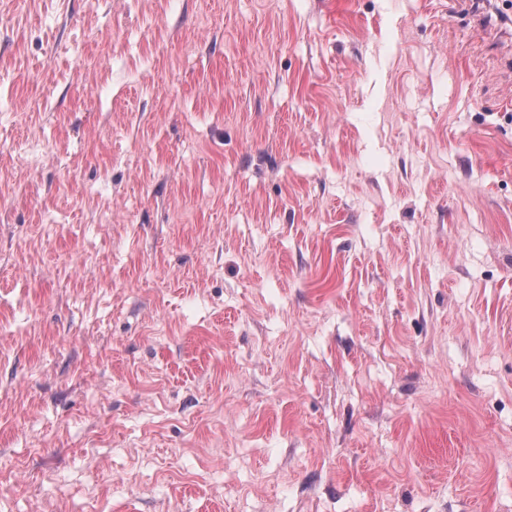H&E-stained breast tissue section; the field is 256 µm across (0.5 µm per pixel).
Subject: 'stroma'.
<instances>
[{"label": "stroma", "instance_id": "obj_1", "mask_svg": "<svg viewBox=\"0 0 512 512\" xmlns=\"http://www.w3.org/2000/svg\"><path fill=\"white\" fill-rule=\"evenodd\" d=\"M0 0V512H512V10Z\"/></svg>", "mask_w": 512, "mask_h": 512}]
</instances>
